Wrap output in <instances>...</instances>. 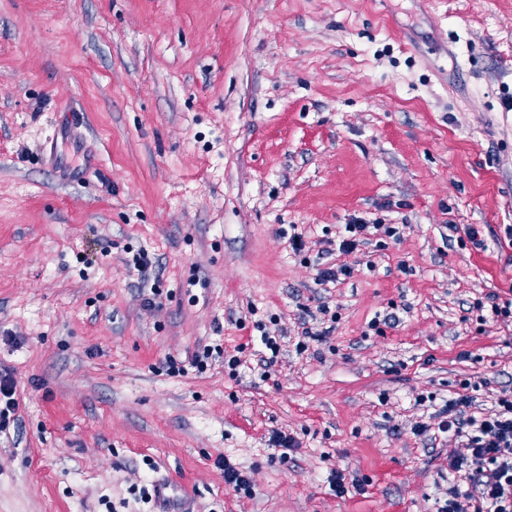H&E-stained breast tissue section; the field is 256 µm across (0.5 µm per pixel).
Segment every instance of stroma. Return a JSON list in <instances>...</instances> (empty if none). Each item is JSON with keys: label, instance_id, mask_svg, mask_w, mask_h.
<instances>
[{"label": "stroma", "instance_id": "1", "mask_svg": "<svg viewBox=\"0 0 512 512\" xmlns=\"http://www.w3.org/2000/svg\"><path fill=\"white\" fill-rule=\"evenodd\" d=\"M490 293L512 299V0H0V512H165L162 482L190 512H435L444 401L512 390ZM216 344L236 371L167 375ZM356 224H347L344 227V233L340 236L338 246L336 248L338 256L348 255L352 253L358 245L357 236L362 235L370 224H363L362 220L355 221ZM19 409L16 386L9 368L0 369V431L6 429L11 418L14 421ZM217 463L224 467V483L236 492L250 493V480L246 472L232 464L229 459L220 457Z\"/></svg>", "mask_w": 512, "mask_h": 512}]
</instances>
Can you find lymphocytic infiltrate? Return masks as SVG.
Returning a JSON list of instances; mask_svg holds the SVG:
<instances>
[{
  "label": "lymphocytic infiltrate",
  "mask_w": 512,
  "mask_h": 512,
  "mask_svg": "<svg viewBox=\"0 0 512 512\" xmlns=\"http://www.w3.org/2000/svg\"><path fill=\"white\" fill-rule=\"evenodd\" d=\"M440 410V432L461 442L449 449L448 472L464 477L437 512H512V393L499 396L493 413H470L469 382Z\"/></svg>",
  "instance_id": "lymphocytic-infiltrate-1"
}]
</instances>
